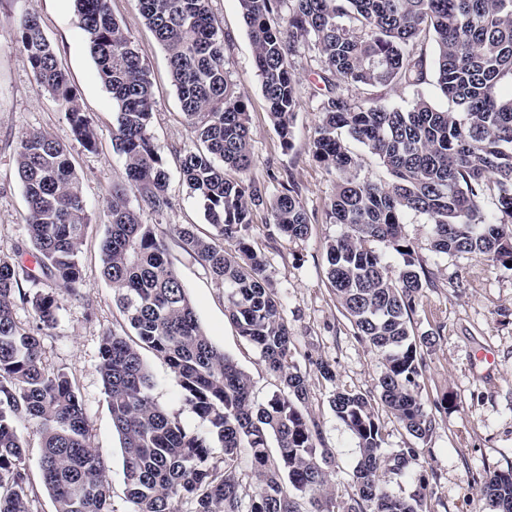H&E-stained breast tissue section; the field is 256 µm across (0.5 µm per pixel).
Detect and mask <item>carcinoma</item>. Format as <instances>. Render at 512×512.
Here are the masks:
<instances>
[{
  "mask_svg": "<svg viewBox=\"0 0 512 512\" xmlns=\"http://www.w3.org/2000/svg\"><path fill=\"white\" fill-rule=\"evenodd\" d=\"M81 29L112 95V138L124 157L126 182L112 189L101 244L102 276L135 339L102 336L98 371L123 452L129 512H429V479L414 470L420 449L383 448V427L370 396L337 390L336 417L357 441L354 491L346 501L330 487L334 456L320 447L307 374L291 364L294 338L267 275L263 254L248 242L253 210L269 205L272 223L290 239L310 232L294 184L266 200L250 178L253 165L247 104L235 90L224 33L209 0H137L168 63L197 146L181 156V173L203 204L214 234L173 227L182 248L224 289L225 315L259 351L279 381L264 403L250 376L201 328L186 288L166 256L157 225L143 214L172 208L161 148L150 133L154 87L133 41L114 18L110 0H74ZM273 126L292 145L299 107L292 56L302 43L315 51L327 94L311 143L313 157L336 172L329 222L341 233L326 244L327 278L354 337L383 361L381 404L417 440L437 425L421 396L424 350L436 336L415 334L412 315L430 275L417 267L402 234L403 217L431 224L440 255H475L512 265V0H239ZM18 44L39 86L57 98L82 147L98 132L60 69L38 17L16 22ZM436 49V83L454 108L440 110L422 93L404 107L351 101L352 86L427 83V43ZM377 156L387 179L362 180L346 140ZM17 168L26 202L25 250L55 288L29 295L19 287L25 267L0 257V512H37L30 495L23 430L41 441L42 481L55 512H112L108 466L90 443L78 389L63 370L40 366L41 336L54 326L61 297L83 282L81 245L90 217L66 146L32 131L19 143ZM135 200H130V197ZM494 207H486L488 198ZM236 242L231 255L218 240ZM382 244L403 257L392 269ZM30 306L24 327L15 302ZM164 359L186 404L207 423L188 432L152 397L154 379L139 349ZM224 452V468L211 463ZM260 485L242 497L243 468ZM413 484L387 491L380 476ZM480 493L490 512H512V468L486 473Z\"/></svg>",
  "mask_w": 512,
  "mask_h": 512,
  "instance_id": "1",
  "label": "carcinoma"
}]
</instances>
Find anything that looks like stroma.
Masks as SVG:
<instances>
[{"instance_id": "obj_1", "label": "stroma", "mask_w": 512, "mask_h": 512, "mask_svg": "<svg viewBox=\"0 0 512 512\" xmlns=\"http://www.w3.org/2000/svg\"><path fill=\"white\" fill-rule=\"evenodd\" d=\"M210 7L224 31V54L231 78L248 106L254 156L250 175L264 184L270 196L277 193L280 181L291 180L310 220L307 238L291 239L276 232L267 209L260 207L254 212L250 237L254 249L268 261V275L294 336L293 362L308 374L309 409L321 426L325 448L335 457L331 484L343 500L352 492L351 471L358 449L329 400L339 388L376 395L383 365L375 351L354 337L326 277L325 246L340 232L339 225L329 223L326 215L336 176L310 152L319 102L326 89L317 76L314 51L299 45L293 59L300 79V106L292 145L284 147L268 114L238 0H211ZM111 8L153 81L151 134L162 149L173 202L162 219L147 214L143 220L160 223L165 230L168 259L187 289L202 328L250 375L256 401L265 402L277 392V379L225 316L223 289L170 232L175 224L195 225L203 236L212 234L213 228L180 174L179 153L192 148L194 138L171 81L167 53L146 25L136 0H111ZM27 13L39 17L61 69L79 93L83 111L91 116L98 130L96 151H85L73 138L59 102L38 85L19 49L14 21ZM418 91L438 108L451 106L431 84L418 90L353 87L349 96L358 102L374 98L402 107ZM115 112L86 45L74 0H0V255L15 256L28 244L17 151L25 133L47 131L67 146L92 221L82 245L83 284L77 295L63 300L54 328L42 336V365L49 371L65 370L74 380L90 440L108 466L111 508L113 512H128L120 440L112 428L98 372L103 334L124 325L112 290L100 273L108 201L113 186L125 180L124 160L112 139ZM403 234L415 261L433 280L412 317L416 333L437 337L424 355L422 399L429 409L447 401L448 409L437 414L434 433L419 443L385 409H378L385 446L391 450L421 444L419 464L431 475L434 488L431 512H490L479 494V481L485 471L512 466V271L482 257L437 255L430 248L429 226L422 215H408ZM483 350L493 353V363L479 361ZM141 356L154 378V400L186 430H204L202 420L185 404L182 389L166 362L147 349ZM318 358L330 364L334 380H325L317 373L314 361Z\"/></svg>"}]
</instances>
